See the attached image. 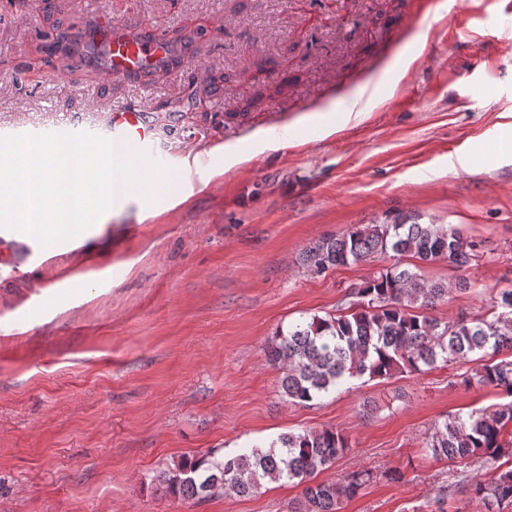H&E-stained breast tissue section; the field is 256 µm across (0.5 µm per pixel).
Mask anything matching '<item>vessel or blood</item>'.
Instances as JSON below:
<instances>
[{
	"label": "vessel or blood",
	"mask_w": 512,
	"mask_h": 512,
	"mask_svg": "<svg viewBox=\"0 0 512 512\" xmlns=\"http://www.w3.org/2000/svg\"><path fill=\"white\" fill-rule=\"evenodd\" d=\"M90 36L102 48L97 71L105 77L147 73L164 65L170 54L166 34L155 22L148 24L144 36L136 37L122 21L104 16L97 20ZM145 112V107L139 103L112 107L108 120L110 139L118 152H125L129 147L154 152V128Z\"/></svg>",
	"instance_id": "b4317fda"
}]
</instances>
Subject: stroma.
Masks as SVG:
<instances>
[{
    "instance_id": "obj_1",
    "label": "stroma",
    "mask_w": 512,
    "mask_h": 512,
    "mask_svg": "<svg viewBox=\"0 0 512 512\" xmlns=\"http://www.w3.org/2000/svg\"><path fill=\"white\" fill-rule=\"evenodd\" d=\"M118 11L136 33L163 25L169 69L111 79L84 63L96 17ZM404 53L407 74L383 79ZM365 84L375 107L342 122ZM141 100L179 201L131 195L53 249L0 229V512H286L301 487L180 502L146 476L325 428L350 447L317 481L372 475L340 512H433L440 497L483 512L461 475L486 465L423 449L434 424L500 403L458 385L471 363L353 379L303 407L264 348L408 264L300 263L321 237L400 213L478 244L473 288L433 317L488 314L512 289V0H0V137L60 121L102 136L113 104ZM241 142L249 160L225 167Z\"/></svg>"
}]
</instances>
